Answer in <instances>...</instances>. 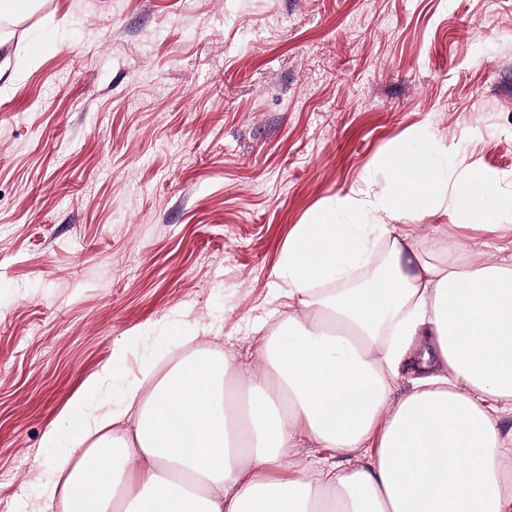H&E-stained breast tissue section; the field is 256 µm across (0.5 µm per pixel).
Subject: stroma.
Masks as SVG:
<instances>
[{"instance_id": "1", "label": "stroma", "mask_w": 512, "mask_h": 512, "mask_svg": "<svg viewBox=\"0 0 512 512\" xmlns=\"http://www.w3.org/2000/svg\"><path fill=\"white\" fill-rule=\"evenodd\" d=\"M0 46V512H42L84 394L204 328L242 368L298 224L411 131L512 173V0H42ZM503 232L395 222L473 258ZM126 361L105 387L85 381ZM57 430L47 442L49 430Z\"/></svg>"}]
</instances>
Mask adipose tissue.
Masks as SVG:
<instances>
[{"label":"adipose tissue","mask_w":512,"mask_h":512,"mask_svg":"<svg viewBox=\"0 0 512 512\" xmlns=\"http://www.w3.org/2000/svg\"><path fill=\"white\" fill-rule=\"evenodd\" d=\"M298 225L276 272L294 315L243 373L245 420L224 379L233 355L178 337L166 370L141 368L120 407L75 396L71 451L41 478L49 512H512V264L449 251L434 265L388 217L443 211L497 233L508 176L407 144ZM390 275L347 287L380 240ZM409 368L412 386L391 397ZM356 455L315 472L289 461L302 439Z\"/></svg>","instance_id":"adipose-tissue-1"}]
</instances>
